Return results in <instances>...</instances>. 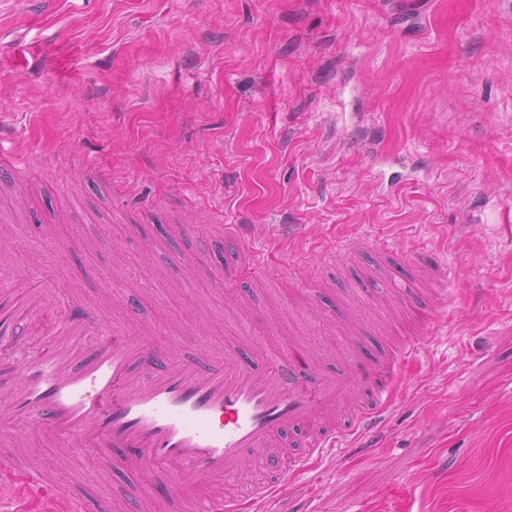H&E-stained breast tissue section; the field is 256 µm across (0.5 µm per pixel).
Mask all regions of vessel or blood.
I'll use <instances>...</instances> for the list:
<instances>
[{"instance_id": "1", "label": "vessel or blood", "mask_w": 512, "mask_h": 512, "mask_svg": "<svg viewBox=\"0 0 512 512\" xmlns=\"http://www.w3.org/2000/svg\"><path fill=\"white\" fill-rule=\"evenodd\" d=\"M231 251L224 259V285L232 287L261 259L240 224L220 226ZM372 265L390 271L389 291L414 310L423 324L437 319L443 298L421 302L418 281L447 268L417 254L373 245ZM55 275L11 276L0 286V431L10 447L0 448V506L15 490L41 506L40 512H90L84 500L64 497L49 471L30 469L22 458L31 436L51 440L61 456L86 454L91 466L107 473H138L159 491L160 512L175 502L194 512H238L242 502L267 500L272 487H254L247 498L224 496L227 478L248 456L279 447L281 437L305 432L304 449L290 454L281 479L304 474L311 460L350 447L376 433L390 405L397 369L417 356L422 333L403 337L361 370L353 359L360 346L351 338L337 370L315 368L306 377L295 369L263 371L264 355L254 344L227 358L206 353L181 355L178 339L163 345L138 332L114 333L111 323L89 330V307L68 294L67 309L54 302ZM377 385L347 422L327 424L337 404L348 399L364 374Z\"/></svg>"}]
</instances>
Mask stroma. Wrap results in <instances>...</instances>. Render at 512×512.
Listing matches in <instances>:
<instances>
[{
    "mask_svg": "<svg viewBox=\"0 0 512 512\" xmlns=\"http://www.w3.org/2000/svg\"><path fill=\"white\" fill-rule=\"evenodd\" d=\"M19 150L32 182L0 188L15 272L91 299L133 281L113 329L188 356L248 334L271 365L330 366L350 315L397 344L406 313L320 257L372 239L440 252L447 307L384 434L267 509L512 512V0H0V152ZM187 206L251 225L273 286L225 298L224 246L201 227L183 264L168 238ZM28 452L95 505L152 512L142 477L61 466L41 438Z\"/></svg>",
    "mask_w": 512,
    "mask_h": 512,
    "instance_id": "stroma-1",
    "label": "stroma"
}]
</instances>
